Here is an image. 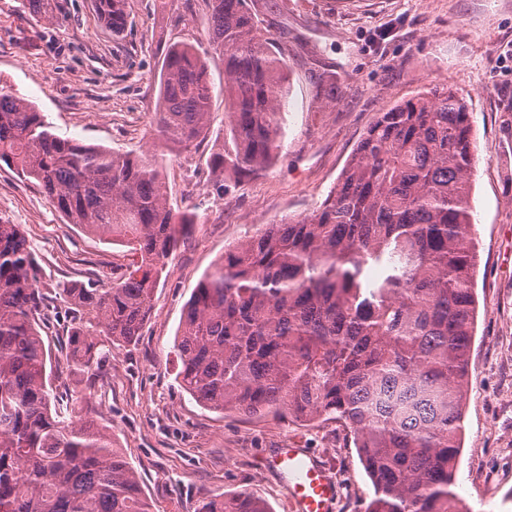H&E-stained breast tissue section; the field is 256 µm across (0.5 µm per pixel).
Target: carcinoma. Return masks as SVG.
<instances>
[{
	"mask_svg": "<svg viewBox=\"0 0 512 512\" xmlns=\"http://www.w3.org/2000/svg\"><path fill=\"white\" fill-rule=\"evenodd\" d=\"M209 49L164 46L157 138L197 148L210 126L206 55L224 62L226 139L211 155L224 196L280 148L287 66L261 34L257 0H206ZM119 34L128 0H94ZM468 106L435 86L381 112L323 201L246 235L198 282L176 348L180 387L244 416L342 422L371 480L366 512H460L468 356L478 254L471 222ZM0 161L38 182L69 224L126 246L127 273L107 289L67 285L72 369L85 375L101 338L140 335L179 237L194 224L167 199L163 158L117 154L57 134L0 85ZM35 258L0 224V512H152L106 428L60 408L47 374ZM198 512H271L243 490Z\"/></svg>",
	"mask_w": 512,
	"mask_h": 512,
	"instance_id": "1",
	"label": "carcinoma"
}]
</instances>
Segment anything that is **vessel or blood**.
<instances>
[{
  "mask_svg": "<svg viewBox=\"0 0 512 512\" xmlns=\"http://www.w3.org/2000/svg\"><path fill=\"white\" fill-rule=\"evenodd\" d=\"M264 466L283 482L294 512H328L338 497V486L325 468L297 445L275 449Z\"/></svg>",
  "mask_w": 512,
  "mask_h": 512,
  "instance_id": "vessel-or-blood-1",
  "label": "vessel or blood"
}]
</instances>
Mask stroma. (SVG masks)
<instances>
[{"label":"stroma","instance_id":"stroma-1","mask_svg":"<svg viewBox=\"0 0 512 512\" xmlns=\"http://www.w3.org/2000/svg\"><path fill=\"white\" fill-rule=\"evenodd\" d=\"M0 0V85L42 112L57 134L125 153L157 144L152 122L166 41L207 48L205 0H128L116 35L94 0ZM272 50L287 63L281 150L258 177L217 196L207 166L224 145V64L209 56L210 133L167 153L174 209L197 222L168 259L134 342L113 348L89 377L71 376L72 321L60 285L111 287L127 247L66 223L35 180L0 161V224L19 225L46 298L40 333L57 393L83 390L87 416L106 424L154 512H197L202 499L248 490L272 512L288 492L260 467L288 443L307 449L339 487L331 512H365L373 487L342 423L246 418L202 406L176 379L183 308L203 274L258 225L308 214L333 187L378 113L449 84L472 111L471 178L479 266L462 451L455 490L464 512H512V0H265Z\"/></svg>","mask_w":512,"mask_h":512}]
</instances>
